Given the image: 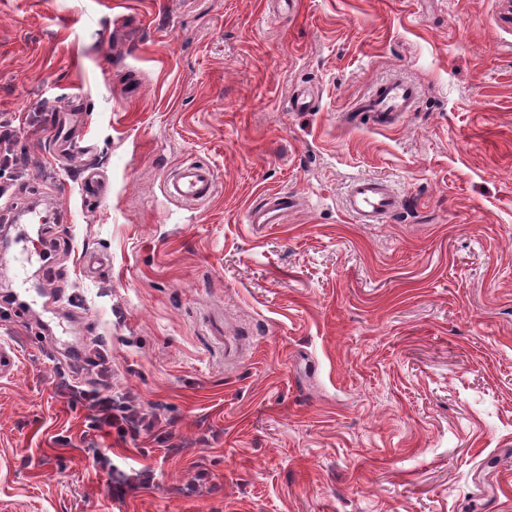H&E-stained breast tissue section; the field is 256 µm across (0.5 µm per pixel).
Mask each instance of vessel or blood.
I'll list each match as a JSON object with an SVG mask.
<instances>
[{"mask_svg":"<svg viewBox=\"0 0 512 512\" xmlns=\"http://www.w3.org/2000/svg\"><path fill=\"white\" fill-rule=\"evenodd\" d=\"M418 91L414 84L393 78L374 87L361 106L371 113L376 125L394 124L396 119L413 111ZM218 183L216 171L208 165L184 163L164 183L165 195L184 205L195 206L209 200ZM297 199L286 192L264 195L249 206L247 223L269 229L284 223L296 207ZM401 199L391 181L382 177L361 176L351 179L343 207L359 224H380L396 213Z\"/></svg>","mask_w":512,"mask_h":512,"instance_id":"b4317fda","label":"vessel or blood"}]
</instances>
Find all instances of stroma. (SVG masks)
<instances>
[{
	"label": "stroma",
	"instance_id": "obj_1",
	"mask_svg": "<svg viewBox=\"0 0 512 512\" xmlns=\"http://www.w3.org/2000/svg\"><path fill=\"white\" fill-rule=\"evenodd\" d=\"M1 161L0 512H512L507 0H0ZM361 175L402 212L355 223ZM417 97L414 84L393 78L376 85L355 112L371 113L378 126L393 125L399 116L413 111ZM218 183L216 171L208 165L184 163L164 183L165 195L186 206H196L209 200ZM296 202V197L288 192L265 194L259 201L249 206L246 222L261 229L284 224L288 214L295 209Z\"/></svg>",
	"mask_w": 512,
	"mask_h": 512
}]
</instances>
